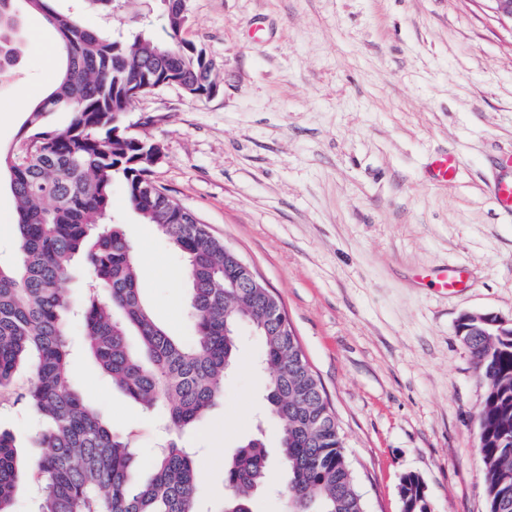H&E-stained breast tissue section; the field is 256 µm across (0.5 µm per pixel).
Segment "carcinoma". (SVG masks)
I'll return each mask as SVG.
<instances>
[{
    "mask_svg": "<svg viewBox=\"0 0 512 512\" xmlns=\"http://www.w3.org/2000/svg\"><path fill=\"white\" fill-rule=\"evenodd\" d=\"M163 8L167 40L157 42L144 32L88 28L53 0H0V53L12 62L20 56L28 11L56 31L62 58L57 81L28 109L20 139L32 147L18 143L0 157L18 213L17 265L0 266V396L12 390L19 368L30 369L33 380L20 399L47 422V452L25 468L12 435L0 432V512H13L26 468L44 484L35 512H196L193 452L174 440L149 478L132 488L133 448L76 388L66 322L78 309L86 350L112 384L144 408L162 405L178 431L224 392L237 361V330L264 303L255 288L235 295L224 279V242L152 181L153 167L143 161L152 143L123 123L135 87L144 94L178 77L186 95L199 98L211 83L205 51L176 41L182 16ZM53 112L70 114L65 129L45 121ZM116 173L128 205L185 258L195 325L189 341L156 323L141 297L134 248L121 225L107 221ZM77 261L88 278L79 305L63 288ZM253 330L264 343L265 400L281 425L293 512H364L333 409L297 338L279 321ZM461 340L485 385L479 429L489 512H512V444L502 443L512 438V336ZM267 473L263 440H245L227 463L228 495L219 512H250Z\"/></svg>",
    "mask_w": 512,
    "mask_h": 512,
    "instance_id": "obj_1",
    "label": "carcinoma"
}]
</instances>
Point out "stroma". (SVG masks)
<instances>
[{"label": "stroma", "mask_w": 512, "mask_h": 512, "mask_svg": "<svg viewBox=\"0 0 512 512\" xmlns=\"http://www.w3.org/2000/svg\"><path fill=\"white\" fill-rule=\"evenodd\" d=\"M92 28L166 36L158 0L83 8ZM183 38L205 49L219 88L204 99L166 87L137 99L124 122L159 144L160 185L235 249L279 297L334 410L365 512H402V478L419 475L431 512H488L478 448L484 385L456 334L466 311L512 317V221L484 193L511 171L512 27L488 0H189ZM24 49L0 78V148L59 64L54 30L27 15ZM457 154L459 177L429 178ZM112 216L136 247L143 301L172 335L194 334L183 258L112 186ZM15 202L0 172V264L17 258ZM462 264L467 288L447 294L425 275ZM67 334L86 404L137 452L136 483L169 434L113 387ZM224 394L180 435L195 454L200 512H219L225 464L264 424L265 490L252 512H290L280 424L265 412L262 341L239 330ZM42 420L0 400V431L22 459L40 455ZM460 168L461 160L456 154L442 152L433 158L428 171L432 181L448 184L456 179Z\"/></svg>", "instance_id": "stroma-1"}]
</instances>
